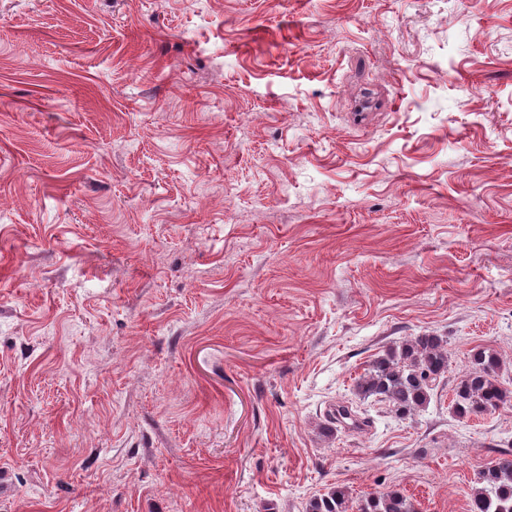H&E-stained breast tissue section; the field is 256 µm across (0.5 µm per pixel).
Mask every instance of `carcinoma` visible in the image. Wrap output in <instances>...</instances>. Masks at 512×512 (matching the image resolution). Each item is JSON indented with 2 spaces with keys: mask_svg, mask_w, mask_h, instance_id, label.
Instances as JSON below:
<instances>
[{
  "mask_svg": "<svg viewBox=\"0 0 512 512\" xmlns=\"http://www.w3.org/2000/svg\"><path fill=\"white\" fill-rule=\"evenodd\" d=\"M444 340L432 334L415 336L400 347L374 358L357 383L358 395L385 402L404 416L421 408L438 379L448 372ZM501 360L488 349L470 355L469 365L453 389L452 409L459 417L481 416L512 403V389L499 379ZM349 407L336 408L331 425H358ZM342 488H333L309 501L306 512H350ZM359 512H415L413 503L398 490L373 493L362 500ZM471 512H512V458L503 457L480 472L472 495Z\"/></svg>",
  "mask_w": 512,
  "mask_h": 512,
  "instance_id": "cac0c4a2",
  "label": "carcinoma"
}]
</instances>
